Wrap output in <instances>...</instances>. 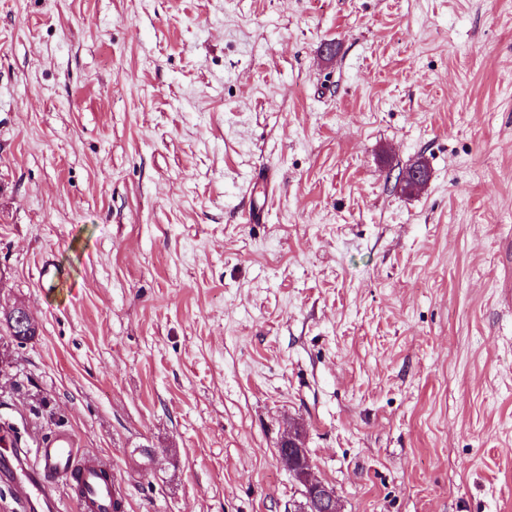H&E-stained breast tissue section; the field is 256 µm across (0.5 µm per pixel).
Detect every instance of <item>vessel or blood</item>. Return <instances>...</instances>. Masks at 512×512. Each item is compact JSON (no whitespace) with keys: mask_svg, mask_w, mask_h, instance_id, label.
<instances>
[{"mask_svg":"<svg viewBox=\"0 0 512 512\" xmlns=\"http://www.w3.org/2000/svg\"><path fill=\"white\" fill-rule=\"evenodd\" d=\"M0 483L11 487L18 512H112L121 501V483L105 456L83 455L73 435L57 431L37 448L23 447L15 429L0 425ZM81 492L63 501L60 485Z\"/></svg>","mask_w":512,"mask_h":512,"instance_id":"b4317fda","label":"vessel or blood"}]
</instances>
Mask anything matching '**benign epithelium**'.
Masks as SVG:
<instances>
[{
	"instance_id": "7a95c632",
	"label": "benign epithelium",
	"mask_w": 512,
	"mask_h": 512,
	"mask_svg": "<svg viewBox=\"0 0 512 512\" xmlns=\"http://www.w3.org/2000/svg\"><path fill=\"white\" fill-rule=\"evenodd\" d=\"M429 179V169L425 162L417 161L412 169L400 176L404 189L414 191L425 186ZM0 318L7 321L9 335L22 339L35 333V323L29 311L21 305L7 306L0 310ZM280 464L298 487L300 499L293 501L288 512H339L336 489L322 480L310 461L306 438L299 426H293L278 445Z\"/></svg>"
}]
</instances>
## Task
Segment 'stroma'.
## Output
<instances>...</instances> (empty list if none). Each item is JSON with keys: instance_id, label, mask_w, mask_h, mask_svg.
<instances>
[{"instance_id": "obj_1", "label": "stroma", "mask_w": 512, "mask_h": 512, "mask_svg": "<svg viewBox=\"0 0 512 512\" xmlns=\"http://www.w3.org/2000/svg\"><path fill=\"white\" fill-rule=\"evenodd\" d=\"M12 303L0 422L124 512H286L292 422L340 512H512V0H0ZM429 179V169L424 161H417L412 169L403 172L400 176V183L404 185V189L414 191L421 189ZM4 319L9 325L10 336H14L18 340L28 336L23 341H18L19 343L25 342L34 336L31 335L35 334V323L24 306L13 305L6 306L4 309L1 308V320Z\"/></svg>"}]
</instances>
